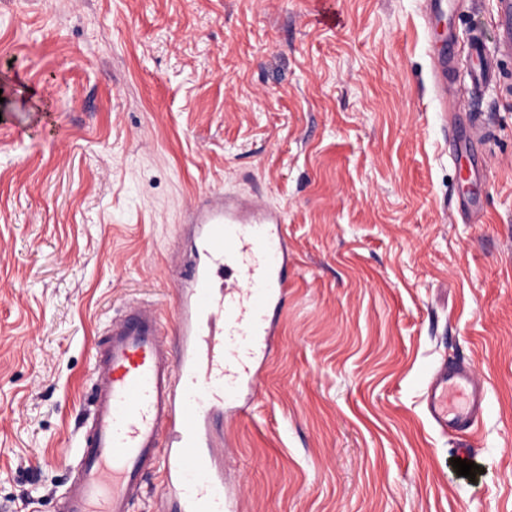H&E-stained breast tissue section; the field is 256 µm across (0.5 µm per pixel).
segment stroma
<instances>
[{
  "mask_svg": "<svg viewBox=\"0 0 512 512\" xmlns=\"http://www.w3.org/2000/svg\"><path fill=\"white\" fill-rule=\"evenodd\" d=\"M0 0V512H56L105 324L171 321L198 195L287 216L271 351L225 417L234 512H512V65L455 90L490 130L457 204L421 0ZM485 380L475 435L424 412L441 361ZM460 458L480 466L458 475Z\"/></svg>",
  "mask_w": 512,
  "mask_h": 512,
  "instance_id": "obj_1",
  "label": "stroma"
}]
</instances>
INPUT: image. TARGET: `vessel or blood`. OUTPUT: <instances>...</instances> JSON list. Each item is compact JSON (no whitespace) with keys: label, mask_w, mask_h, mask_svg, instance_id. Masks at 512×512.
I'll use <instances>...</instances> for the list:
<instances>
[{"label":"vessel or blood","mask_w":512,"mask_h":512,"mask_svg":"<svg viewBox=\"0 0 512 512\" xmlns=\"http://www.w3.org/2000/svg\"><path fill=\"white\" fill-rule=\"evenodd\" d=\"M457 0H423L428 28L448 23L434 57L438 92L448 88ZM472 86L494 80L512 59V0L498 2V34L468 44ZM488 131L467 112L448 131L453 157L469 161L470 188L460 206L483 221L478 148ZM191 223L199 227L194 259L165 324L138 306L106 327L93 354L78 462L59 496L58 512H133L144 480L159 471L174 512H232L224 494V451L216 431L224 410L251 388L288 288L285 215L235 191L202 195ZM487 388L470 366L440 362L424 387L425 412L440 432H471L484 415Z\"/></svg>","instance_id":"vessel-or-blood-1"}]
</instances>
